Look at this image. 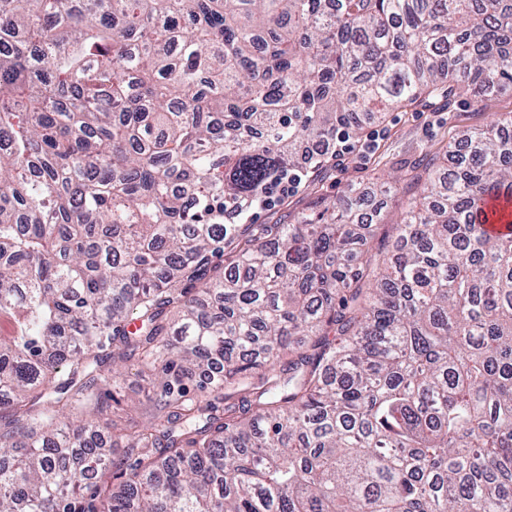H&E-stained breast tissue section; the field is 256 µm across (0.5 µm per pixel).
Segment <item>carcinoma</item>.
Instances as JSON below:
<instances>
[{"label":"carcinoma","mask_w":512,"mask_h":512,"mask_svg":"<svg viewBox=\"0 0 512 512\" xmlns=\"http://www.w3.org/2000/svg\"><path fill=\"white\" fill-rule=\"evenodd\" d=\"M509 82L512 0H0V512H512V112L389 256L357 185L243 223L304 142ZM140 367L137 366L135 361L127 362V367L123 368V376L120 386L116 389L112 388V381L102 385V402L103 411L106 416L102 418L104 421L112 422L117 427H123L129 424L130 418L140 421L144 420L150 412V407L145 405L142 409L137 410L138 401L144 400L141 396L138 397L135 391L138 385L147 386V382L141 380L139 376ZM114 395V400L112 399Z\"/></svg>","instance_id":"carcinoma-1"}]
</instances>
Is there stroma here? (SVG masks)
<instances>
[{
    "label": "stroma",
    "instance_id": "1",
    "mask_svg": "<svg viewBox=\"0 0 512 512\" xmlns=\"http://www.w3.org/2000/svg\"><path fill=\"white\" fill-rule=\"evenodd\" d=\"M512 111V87L477 106L469 97H459L454 109L438 106L399 109L366 123L359 138L322 176L317 195L298 188L285 201L256 210L254 224H292L310 210L340 203L349 187L369 184L373 178L404 177L413 166L427 164L461 130L494 124L502 113ZM136 362H128L119 387L103 385V411L107 420L125 426L130 419L148 416L149 407L139 406L136 390L141 385Z\"/></svg>",
    "mask_w": 512,
    "mask_h": 512
}]
</instances>
